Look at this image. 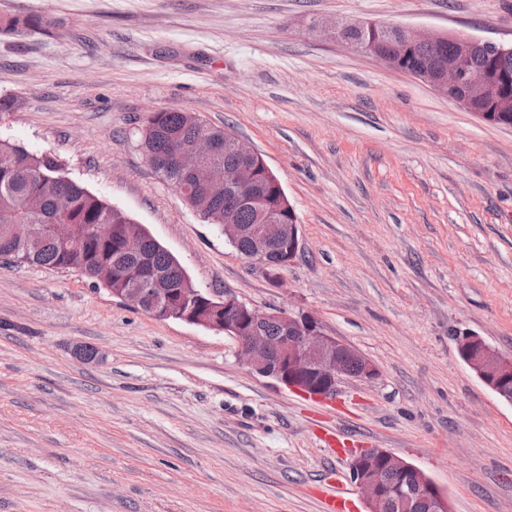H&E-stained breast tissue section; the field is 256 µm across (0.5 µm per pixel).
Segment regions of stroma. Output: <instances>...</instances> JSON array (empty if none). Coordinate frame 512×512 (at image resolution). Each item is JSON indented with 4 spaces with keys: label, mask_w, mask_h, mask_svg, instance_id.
I'll return each mask as SVG.
<instances>
[{
    "label": "stroma",
    "mask_w": 512,
    "mask_h": 512,
    "mask_svg": "<svg viewBox=\"0 0 512 512\" xmlns=\"http://www.w3.org/2000/svg\"><path fill=\"white\" fill-rule=\"evenodd\" d=\"M0 138L143 224L214 294L313 314L379 368L314 399L227 335L159 321L79 273L0 265V512H322L328 473L384 448L450 512H512V405L460 359L512 357V127L478 120L318 21L512 41V0H0ZM256 147L301 226L268 277L149 165L153 113Z\"/></svg>",
    "instance_id": "35a3bbf8"
}]
</instances>
